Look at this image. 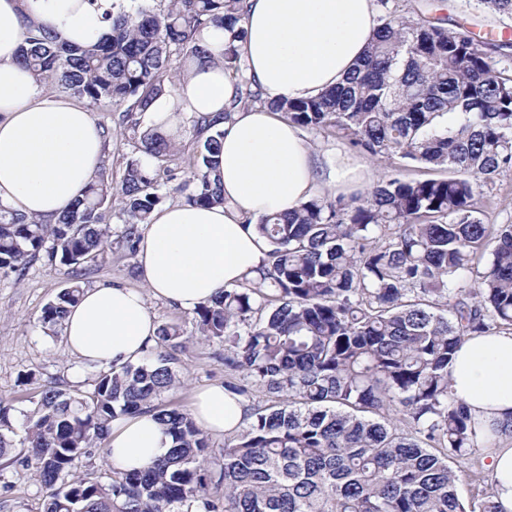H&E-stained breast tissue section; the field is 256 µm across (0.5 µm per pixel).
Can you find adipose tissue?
I'll return each instance as SVG.
<instances>
[{
  "instance_id": "ef3b65f1",
  "label": "adipose tissue",
  "mask_w": 512,
  "mask_h": 512,
  "mask_svg": "<svg viewBox=\"0 0 512 512\" xmlns=\"http://www.w3.org/2000/svg\"><path fill=\"white\" fill-rule=\"evenodd\" d=\"M242 45L246 74L272 99L304 100L342 83L363 57L379 12L374 0H247ZM112 0H0V204L30 217L57 216L96 172L104 140L90 110L44 94L18 61L30 24L87 45L109 28ZM237 81L223 65L191 67L175 95L156 100L150 116L174 111L213 116L233 107ZM219 158L224 205L169 204L140 230L142 289L101 282L84 289L63 322L70 352L81 362L115 371L138 363L156 344L148 309L156 298L181 309L211 301L222 289L256 278L270 247L256 221L281 214L323 190L365 188V161L316 157L303 130L281 112L233 107ZM452 389L482 429L512 425V333L469 336L456 353ZM190 415L206 433L235 432L247 406L222 386L198 390ZM171 446L154 413L112 422L105 448L110 464L139 469ZM500 512H512V436L487 452Z\"/></svg>"
}]
</instances>
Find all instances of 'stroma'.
I'll list each match as a JSON object with an SVG mask.
<instances>
[{
  "label": "stroma",
  "mask_w": 512,
  "mask_h": 512,
  "mask_svg": "<svg viewBox=\"0 0 512 512\" xmlns=\"http://www.w3.org/2000/svg\"><path fill=\"white\" fill-rule=\"evenodd\" d=\"M424 11L447 19L449 28L467 33L475 40L501 37L512 42V21H499L469 7L464 0H431ZM90 112L96 124L106 131L102 163L113 177H120L126 162L136 156L132 144L114 134L123 120L122 108L112 104L94 106ZM102 281L140 287L135 255L120 249L105 254L83 284L89 287ZM70 285L67 266L44 251L22 274H0V404L9 408L14 425H21L45 385L56 383L85 392L92 389L97 368L77 361L69 353L62 330L48 334L41 323L44 306ZM222 355L220 344L199 342L178 353L174 369L181 383L165 394V405L188 411L196 388L223 384L227 374ZM454 469L458 492L464 501L478 500L491 489L492 475L484 452L455 464ZM45 499L46 492L31 471L0 464V512H43Z\"/></svg>",
  "instance_id": "35a3bbf8"
}]
</instances>
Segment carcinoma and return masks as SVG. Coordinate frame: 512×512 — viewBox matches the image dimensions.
Here are the masks:
<instances>
[{
	"instance_id": "1",
	"label": "carcinoma",
	"mask_w": 512,
	"mask_h": 512,
	"mask_svg": "<svg viewBox=\"0 0 512 512\" xmlns=\"http://www.w3.org/2000/svg\"><path fill=\"white\" fill-rule=\"evenodd\" d=\"M379 2L380 24L345 83L299 101L270 100L246 76L238 46L246 0L121 5L110 33L85 46L29 28L23 64L43 85L126 105L141 157L117 181L94 176L53 224L1 205V273L43 249L75 272L96 261L112 244L116 199L131 253L162 190L187 204H224L218 157L232 110L189 118L187 156L163 127L139 132L140 116L174 91L177 74L212 59L202 38L211 26L227 33L223 65L238 79L239 104L399 160L365 193L260 218L270 251L258 280L196 308L199 339L224 345V389L248 401L256 387L266 397L224 438L218 479L209 436L190 414L162 405L180 383L172 351L186 344L174 325L158 328L152 357L99 373L90 392L43 389L18 451L0 405V459L49 489L44 512H499L491 493L471 503L458 495L450 463L469 459L484 433L453 397L448 372L464 337L512 331V224L478 217L484 188L512 171L507 43L487 49L406 0ZM477 4L512 19V0ZM413 164L448 176L409 179L401 167ZM81 290L75 278L43 308L45 329L62 325ZM146 409L171 438L165 457L114 468L107 482L76 473L112 420Z\"/></svg>"
}]
</instances>
